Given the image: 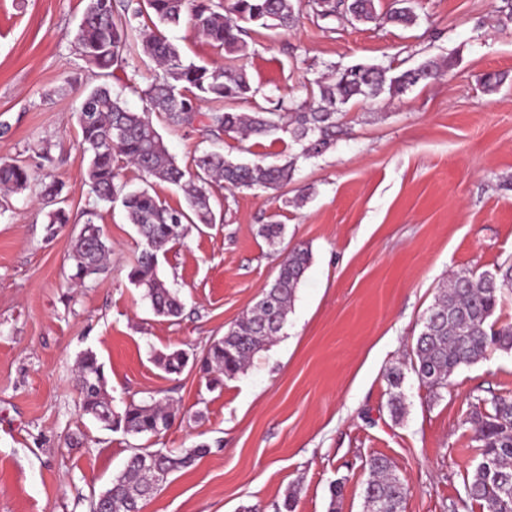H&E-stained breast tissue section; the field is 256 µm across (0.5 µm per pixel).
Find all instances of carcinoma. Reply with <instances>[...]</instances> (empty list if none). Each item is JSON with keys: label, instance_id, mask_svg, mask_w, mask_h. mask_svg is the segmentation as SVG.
<instances>
[{"label": "carcinoma", "instance_id": "1", "mask_svg": "<svg viewBox=\"0 0 512 512\" xmlns=\"http://www.w3.org/2000/svg\"><path fill=\"white\" fill-rule=\"evenodd\" d=\"M308 6L312 16L322 20L412 25L417 19L415 0H393L384 14L377 11L374 0H308ZM145 12L153 15L160 26L178 24L186 18L214 49L242 56L250 27L286 33L298 25L302 13L295 0H231L228 7L224 0H143L136 4L132 0H87L76 43L91 68V79L96 81L86 88L78 116L84 151L90 154L88 184L103 202L121 200L140 239L153 244L150 250L140 249L128 278L144 289V296L159 317L177 318L183 311L179 291L168 287L158 274L159 255L184 238L187 225L216 222L211 190L218 186L277 191L292 181L295 161L234 162L220 152L205 151L193 157L191 166L182 167L169 154L149 112L164 113L172 126L191 128L201 114L199 104L208 102L211 107L201 125L209 137L218 139L233 132L249 141L285 131L301 145L302 156L311 158L328 151L345 134L341 117L353 99L377 97L385 91L401 95L411 86L438 78L448 67L445 59H431L399 73L390 65L331 64L326 66L330 76L314 79L305 99L269 98L268 105H259L246 114L233 108L235 103L259 93L246 69L213 67L187 59L161 30L133 24ZM140 48L162 69V74L144 88L130 83V88L146 101V112L130 110L106 83L112 69L128 65ZM127 165L137 169L144 186L127 189L122 180ZM32 177L24 164H0L1 189L24 190ZM158 182L178 187L186 207L173 208L161 202L153 188ZM62 191L63 185L53 182L43 193V201L51 207L46 232L52 237L68 223L67 212L60 206L64 202ZM94 217L96 213H88L86 223L73 239L79 278L104 272L112 252ZM310 260L311 252L305 246L289 252L254 311L202 353L199 362L203 371L217 374L218 383L231 379L281 332ZM506 292H512L511 260L497 264L489 277L470 271L451 275L427 312L411 363L417 379L430 392L436 395L448 388L456 369L478 362L490 350L512 351V324L500 325L494 319ZM156 361L167 374L179 375L188 365L189 355L179 349L158 355ZM106 386L96 353L81 352L77 357L76 388L82 414L112 430L148 439L161 435L177 417L178 411L155 398L149 403L131 399L122 410L105 414ZM467 423L473 431L471 448L477 458L470 477L464 480L467 498L481 503L486 512H512V398L493 394L479 399ZM209 453L208 444L183 453L165 448L133 449L124 468L104 490V512H140L141 501L161 489L157 485L160 475L168 477ZM368 472L365 512H403L408 486L394 473L391 462L374 457Z\"/></svg>", "mask_w": 512, "mask_h": 512}]
</instances>
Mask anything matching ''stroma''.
<instances>
[{"mask_svg": "<svg viewBox=\"0 0 512 512\" xmlns=\"http://www.w3.org/2000/svg\"><path fill=\"white\" fill-rule=\"evenodd\" d=\"M86 0H0V162L32 168L29 187L0 211V512H89L90 502L143 445L212 453L171 474L142 512H364L367 463L387 457L408 485L404 512H449L473 463L462 422L488 393L512 397V352L458 368L440 395L410 372L422 319L454 271L512 258V21L501 0H419L415 25H350L310 18L273 36L259 29L243 63L265 95L305 98L327 64L450 60L442 76L404 94L349 104L348 134L300 157L290 135L227 159L296 158L278 192L217 188L215 223L189 225L159 259L181 316H156L128 280L140 238L121 203L89 191L77 112L89 82L75 36ZM187 58L224 64L189 22L165 28ZM502 75L487 91V75ZM153 123L176 161L211 143L198 130ZM53 161L40 166L36 152ZM64 186L70 221L47 236L43 184ZM302 205H293L297 194ZM96 212L112 245L107 273L75 283L72 240ZM284 225L268 242L262 225ZM311 263L281 332L235 378L211 386L195 365L166 374L155 357L202 354L246 315L289 250ZM93 350L114 410L163 398L175 421L150 441L81 415L75 361ZM405 369L404 415L389 410L388 368ZM343 483L341 496L331 488Z\"/></svg>", "mask_w": 512, "mask_h": 512, "instance_id": "stroma-1", "label": "stroma"}]
</instances>
